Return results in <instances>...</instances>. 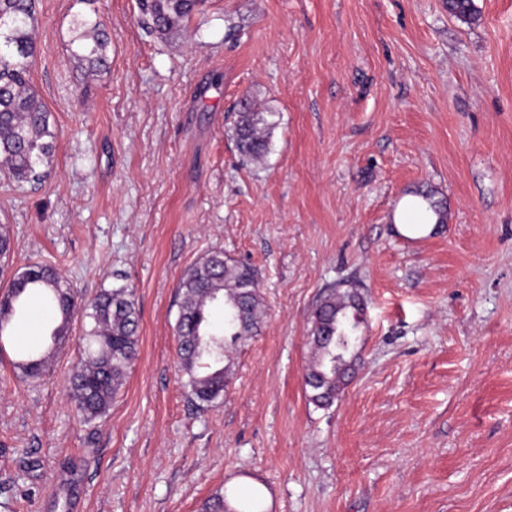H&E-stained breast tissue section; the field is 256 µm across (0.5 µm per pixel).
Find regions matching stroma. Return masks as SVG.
<instances>
[{"label": "stroma", "instance_id": "obj_1", "mask_svg": "<svg viewBox=\"0 0 512 512\" xmlns=\"http://www.w3.org/2000/svg\"><path fill=\"white\" fill-rule=\"evenodd\" d=\"M205 0L160 38L138 0H35L31 82L56 150L36 185L0 170L12 271L55 267L89 300L126 287L137 356L110 410L69 398L74 321L50 369L52 311L33 298L0 346V512H512V0ZM96 9L108 71L73 59ZM274 113L270 153L241 157L243 100ZM431 189L447 223L402 235ZM219 250L259 273L261 332L198 409L176 356L177 284ZM357 287V370L327 408L308 399L318 299Z\"/></svg>", "mask_w": 512, "mask_h": 512}]
</instances>
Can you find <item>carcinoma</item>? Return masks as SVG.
Segmentation results:
<instances>
[{"label":"carcinoma","instance_id":"cac0c4a2","mask_svg":"<svg viewBox=\"0 0 512 512\" xmlns=\"http://www.w3.org/2000/svg\"><path fill=\"white\" fill-rule=\"evenodd\" d=\"M201 0H139L144 24L160 37L181 29ZM448 14L471 23L477 18L474 0H447ZM70 51L92 72L109 68V38L97 11L79 15ZM36 50L34 0H0V167L19 184H32L47 174L56 148L57 134L51 112L30 80ZM275 113L253 112L244 104L238 112L233 136L240 155L263 158L270 151ZM416 196L427 203L436 223H446L447 208L429 191ZM258 273L232 262L222 251H213L185 269L178 286L181 297L176 322L177 358L187 376L186 387L200 407L223 396L231 375L230 352L258 335L262 297ZM40 294L55 304L58 317L45 349L14 363L25 377H37L46 368L77 314L70 285L47 264L20 268L0 297V340L8 336L11 321L22 313L31 296ZM221 307L224 322L210 321V311ZM364 310L356 288L329 290L311 316L312 359L305 370L309 401L330 406L355 372L354 332ZM88 319L85 359L72 380V399L88 421L105 415L123 384L137 353L138 311L124 287L102 291L83 307Z\"/></svg>","mask_w":512,"mask_h":512}]
</instances>
